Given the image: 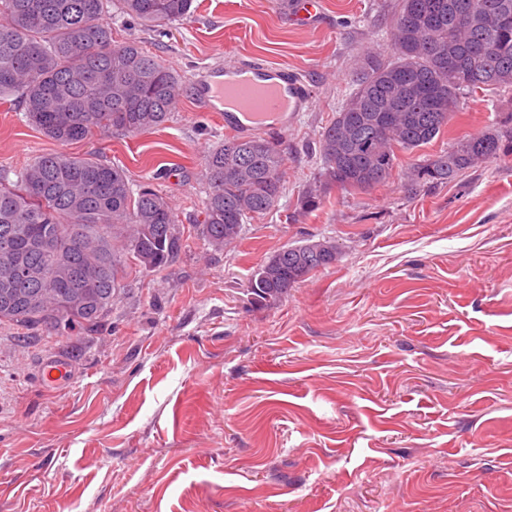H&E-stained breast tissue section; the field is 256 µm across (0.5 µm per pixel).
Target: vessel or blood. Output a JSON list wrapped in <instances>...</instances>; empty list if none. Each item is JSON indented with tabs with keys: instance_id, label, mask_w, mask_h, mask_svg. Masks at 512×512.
Segmentation results:
<instances>
[{
	"instance_id": "obj_1",
	"label": "vessel or blood",
	"mask_w": 512,
	"mask_h": 512,
	"mask_svg": "<svg viewBox=\"0 0 512 512\" xmlns=\"http://www.w3.org/2000/svg\"><path fill=\"white\" fill-rule=\"evenodd\" d=\"M290 17L302 23L319 20V0H294ZM196 93L206 111L223 113L225 129L243 135L256 130L281 134L315 104V92L302 72L263 63L208 67Z\"/></svg>"
}]
</instances>
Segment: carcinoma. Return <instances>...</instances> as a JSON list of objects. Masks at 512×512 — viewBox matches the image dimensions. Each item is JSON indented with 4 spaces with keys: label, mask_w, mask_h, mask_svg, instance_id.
I'll return each instance as SVG.
<instances>
[{
    "label": "carcinoma",
    "mask_w": 512,
    "mask_h": 512,
    "mask_svg": "<svg viewBox=\"0 0 512 512\" xmlns=\"http://www.w3.org/2000/svg\"><path fill=\"white\" fill-rule=\"evenodd\" d=\"M468 0H401L391 58L360 61L348 101L367 114L391 112L386 138L359 127L349 147L339 145L337 112L320 134L325 181L367 189L392 176L396 150L413 151L437 137L466 94L512 89V0H480L491 17L460 27L448 4ZM141 25L165 28L191 14L192 0H120ZM112 0H0V98L10 94L47 137L69 143L115 129L139 133L169 120L179 97L177 76L134 39L112 42ZM411 21L417 38L404 35ZM405 74L416 90L393 99L392 82ZM512 143V130L481 133L413 168L410 185L453 181ZM283 155L275 142L232 137L204 157L208 194L202 231L222 248L248 219L265 215L282 193ZM176 215L159 194L132 191L124 170L92 155L41 156L10 184L0 175V284L11 265L35 272L0 287V322L57 331L94 328L112 307L127 260L144 268L173 262L182 249ZM330 241L283 247L250 281L259 303L274 301L311 272L332 265Z\"/></svg>",
    "instance_id": "cac0c4a2"
}]
</instances>
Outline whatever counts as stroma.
<instances>
[{"label": "stroma", "mask_w": 512, "mask_h": 512, "mask_svg": "<svg viewBox=\"0 0 512 512\" xmlns=\"http://www.w3.org/2000/svg\"><path fill=\"white\" fill-rule=\"evenodd\" d=\"M322 2L315 26L290 24L288 0H193L158 31L111 9L114 42L136 39L181 82L169 120L137 136L65 146L0 104V170L95 154L164 197L183 239L169 266L127 264L93 330L0 322V512H512V152L407 185L416 163L512 128V91L465 96L384 184L320 186L319 135L363 55L389 56L400 9ZM255 58L301 70L316 103L276 139L277 207L216 249L203 157L229 132L190 83ZM328 237L334 264L253 300L272 252ZM59 358L71 378L45 385Z\"/></svg>", "instance_id": "stroma-1"}]
</instances>
